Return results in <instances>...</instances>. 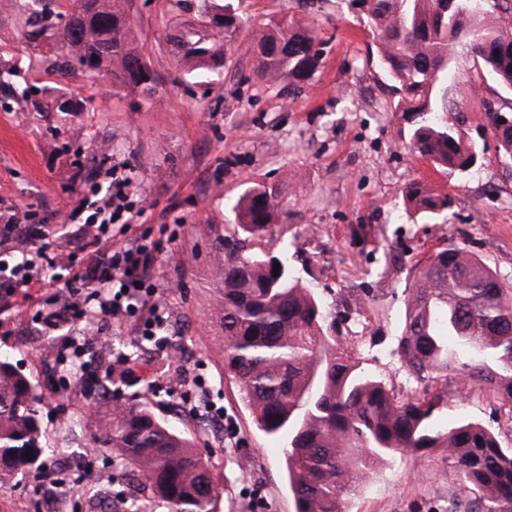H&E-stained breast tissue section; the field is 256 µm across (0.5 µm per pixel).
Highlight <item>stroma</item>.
Listing matches in <instances>:
<instances>
[{
    "mask_svg": "<svg viewBox=\"0 0 512 512\" xmlns=\"http://www.w3.org/2000/svg\"><path fill=\"white\" fill-rule=\"evenodd\" d=\"M245 8L249 23L241 40L285 14L313 31L321 61L301 91L262 81L243 51L208 80L186 75L163 36L172 17L167 0L131 5L132 31L160 80L153 97L75 65L63 76L54 70L63 53L28 46L14 0H0V70L13 73L0 84V215L28 211L45 221L55 248L78 250L94 230L60 227L61 216L104 185L106 168L126 165L142 214L131 229L110 225L102 245L116 251L136 240L154 250L151 275L162 320L150 341L141 334L139 312L101 322L90 336L79 323L48 333L36 322L51 307L46 288L0 310V352L42 392L47 446L42 468L0 492V512H16L19 504L38 512V491L58 483L69 461L89 454L93 473L72 484L67 512L111 503L115 491L128 488L111 452L92 442L111 409L89 411L90 397L72 389L75 341L85 342L79 357L103 378L120 357L138 360L141 380L113 381V399L151 410L228 477L231 497L221 512H251L257 491L269 512H295L281 442L254 426L237 385L224 374L218 311L224 235L243 188L285 182L278 235L297 241L325 318L348 319L356 335L351 356L397 396L414 386L390 350L420 260L442 246H463L512 283V166L499 159L474 99L480 93L507 101L512 92L459 49L448 68V108L481 160L466 173L442 174L411 151L410 125L395 109L373 38L346 0H247ZM415 182L447 189L452 206L429 220L415 216L404 203ZM358 224L370 230L367 243L351 235ZM174 368L192 374L205 407L223 411V432L204 436L194 408H175L166 379ZM445 389L448 422L479 421L512 447V412L492 391L474 385L461 393L453 373ZM457 495L454 465L442 451L398 454L375 464L345 510L447 512Z\"/></svg>",
    "mask_w": 512,
    "mask_h": 512,
    "instance_id": "35a3bbf8",
    "label": "stroma"
}]
</instances>
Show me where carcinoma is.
Masks as SVG:
<instances>
[{
    "label": "carcinoma",
    "instance_id": "carcinoma-1",
    "mask_svg": "<svg viewBox=\"0 0 512 512\" xmlns=\"http://www.w3.org/2000/svg\"><path fill=\"white\" fill-rule=\"evenodd\" d=\"M86 20L53 37L83 71L112 74L114 83L151 95L154 71L140 74L142 47L131 34V0H59ZM182 20L169 32L187 75L207 79L242 46L245 0H169ZM369 27L378 57L393 81L396 110L411 123L413 151L435 167L464 173L480 160L448 118V64L464 47L503 88L512 90V0H348ZM36 42L43 13L20 0ZM257 75L301 89L319 66L312 31L283 15L247 43ZM500 158L512 162V105L479 96ZM281 184H257L233 204V233L224 237V374L232 378L255 426L284 441L295 512H343L371 465L392 453L422 457L441 448L455 463L463 496L448 512H512V448L479 422L438 424L448 396L438 387L456 371L492 390L512 413V286L468 249L428 256L408 289L400 333L390 355L416 384L397 398L365 372L347 350L349 336L326 322L314 291L288 258V244L245 251L272 241L280 219ZM406 203L437 213L449 193L413 185ZM279 275H273L274 264ZM39 396L7 356H0V490L40 466ZM124 470L142 477L167 512H220L223 484L194 445L146 408L112 412L94 434Z\"/></svg>",
    "mask_w": 512,
    "mask_h": 512
}]
</instances>
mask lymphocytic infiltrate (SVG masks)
Wrapping results in <instances>:
<instances>
[{
    "label": "lymphocytic infiltrate",
    "mask_w": 512,
    "mask_h": 512,
    "mask_svg": "<svg viewBox=\"0 0 512 512\" xmlns=\"http://www.w3.org/2000/svg\"><path fill=\"white\" fill-rule=\"evenodd\" d=\"M129 187V178L113 176L107 191L93 201L91 208L79 205L68 213V223L102 228L120 221L133 223ZM20 229L26 241L35 245V256L12 267L0 260V301L26 296L28 289L38 283L42 266L63 268L68 276L55 286V295L62 303L41 316L45 331L72 322L84 323L86 330H93L100 320L125 318L136 303H149L157 293L148 284L155 257L146 245L135 241L108 256L96 248L82 256L71 252L50 255L42 245L47 237L44 225L26 223L19 212L0 223V242L12 240Z\"/></svg>",
    "instance_id": "f902f5d3"
}]
</instances>
